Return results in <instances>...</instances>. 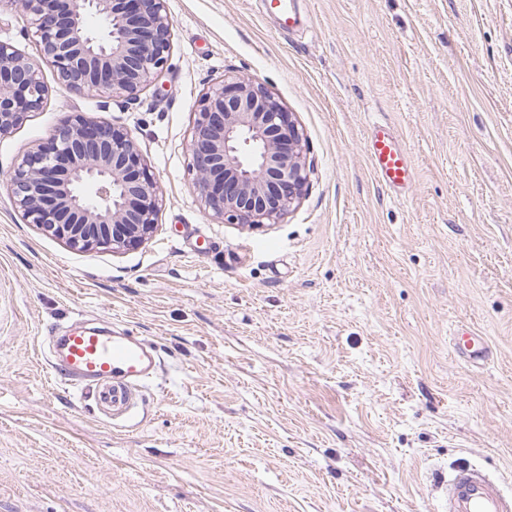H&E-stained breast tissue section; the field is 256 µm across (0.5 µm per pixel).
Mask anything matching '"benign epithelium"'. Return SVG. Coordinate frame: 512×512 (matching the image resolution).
<instances>
[{
	"label": "benign epithelium",
	"instance_id": "7a95c632",
	"mask_svg": "<svg viewBox=\"0 0 512 512\" xmlns=\"http://www.w3.org/2000/svg\"><path fill=\"white\" fill-rule=\"evenodd\" d=\"M22 13L57 81L130 102L168 62L173 20L166 0H0ZM39 64L0 40V135L43 109ZM193 192L226 224H277L300 204L311 171L303 128L268 89L228 75L201 94L191 131ZM15 208L71 249L136 247L155 232L158 183L125 128L77 113L7 174Z\"/></svg>",
	"mask_w": 512,
	"mask_h": 512
}]
</instances>
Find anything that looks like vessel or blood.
Wrapping results in <instances>:
<instances>
[{
	"instance_id": "vessel-or-blood-1",
	"label": "vessel or blood",
	"mask_w": 512,
	"mask_h": 512,
	"mask_svg": "<svg viewBox=\"0 0 512 512\" xmlns=\"http://www.w3.org/2000/svg\"><path fill=\"white\" fill-rule=\"evenodd\" d=\"M275 14L281 31L297 29L295 0H265ZM368 152L374 173L386 188L408 189L413 171L407 151L398 135L384 123H372ZM455 352L470 363L484 362L488 346L474 330L456 332ZM55 371L97 387L101 398L120 402L123 387L150 379L155 370L151 347L136 336H115L92 328H78L53 337ZM448 512H512V498L506 497L498 483L479 468L456 469L448 481Z\"/></svg>"
}]
</instances>
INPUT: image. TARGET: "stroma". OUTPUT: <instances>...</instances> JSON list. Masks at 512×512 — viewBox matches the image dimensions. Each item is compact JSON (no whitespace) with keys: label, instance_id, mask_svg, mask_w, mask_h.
Wrapping results in <instances>:
<instances>
[{"label":"stroma","instance_id":"obj_1","mask_svg":"<svg viewBox=\"0 0 512 512\" xmlns=\"http://www.w3.org/2000/svg\"><path fill=\"white\" fill-rule=\"evenodd\" d=\"M167 0L172 45L140 100L61 86L0 135V512H448L456 468L512 495V0ZM0 39L40 53L22 14ZM244 74L292 112L313 165L256 230L206 216L187 167L194 105ZM132 132L163 191L121 252L25 223L6 173L74 113ZM410 155L380 187L369 126ZM85 319L151 343L157 369L102 401L51 368ZM466 325L492 355L454 352ZM267 10L275 14L278 26L285 33L293 32L299 26L296 2L294 0H264Z\"/></svg>","mask_w":512,"mask_h":512}]
</instances>
